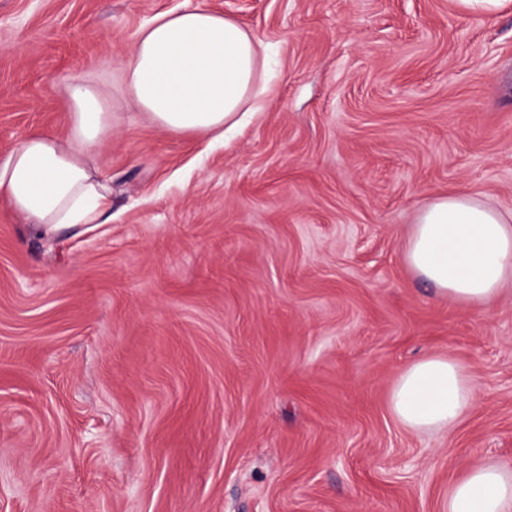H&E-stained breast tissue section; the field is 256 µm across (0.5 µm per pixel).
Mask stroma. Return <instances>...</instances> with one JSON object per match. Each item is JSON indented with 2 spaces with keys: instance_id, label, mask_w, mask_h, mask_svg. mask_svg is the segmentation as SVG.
I'll return each mask as SVG.
<instances>
[{
  "instance_id": "35a3bbf8",
  "label": "stroma",
  "mask_w": 512,
  "mask_h": 512,
  "mask_svg": "<svg viewBox=\"0 0 512 512\" xmlns=\"http://www.w3.org/2000/svg\"><path fill=\"white\" fill-rule=\"evenodd\" d=\"M204 4L277 66L227 145L130 102L138 30ZM100 90L109 219L0 206V512H445L512 463V286L448 301L406 262L453 191L512 211V7L457 0H0V156ZM429 355L480 403L451 432L388 394ZM461 9L469 13H479L489 18L511 6L510 0H457Z\"/></svg>"
}]
</instances>
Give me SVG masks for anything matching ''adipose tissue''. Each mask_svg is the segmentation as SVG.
Returning a JSON list of instances; mask_svg holds the SVG:
<instances>
[{
  "label": "adipose tissue",
  "mask_w": 512,
  "mask_h": 512,
  "mask_svg": "<svg viewBox=\"0 0 512 512\" xmlns=\"http://www.w3.org/2000/svg\"><path fill=\"white\" fill-rule=\"evenodd\" d=\"M265 52L261 39L223 13L196 5L157 15L136 34L126 67L130 98L172 134L224 141L254 114ZM70 98L67 138L33 133L0 158V201L44 234L94 223L112 195L96 165L112 115L89 87H72ZM405 258L439 295L489 307L512 279V213L465 193L436 197L419 210ZM477 401L456 359L427 356L401 370L388 406L410 431L446 432ZM447 512H512V467H470L450 487Z\"/></svg>",
  "instance_id": "ef3b65f1"
}]
</instances>
